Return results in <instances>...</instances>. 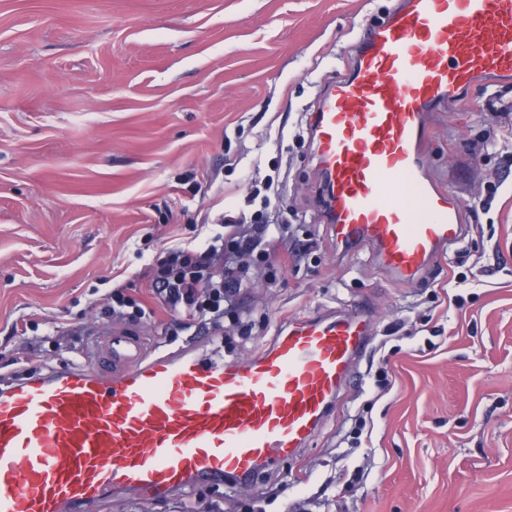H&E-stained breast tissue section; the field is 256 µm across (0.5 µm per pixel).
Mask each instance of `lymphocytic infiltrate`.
I'll return each instance as SVG.
<instances>
[{
  "label": "lymphocytic infiltrate",
  "instance_id": "lymphocytic-infiltrate-1",
  "mask_svg": "<svg viewBox=\"0 0 512 512\" xmlns=\"http://www.w3.org/2000/svg\"><path fill=\"white\" fill-rule=\"evenodd\" d=\"M270 199L251 220L224 216L225 229L195 248L175 246L151 268L150 286L161 304L175 316L180 330L224 332V319L233 316L239 335L252 333L251 324L237 314L244 269L242 260L250 256L259 263L279 260V248L293 237L287 220H270Z\"/></svg>",
  "mask_w": 512,
  "mask_h": 512
}]
</instances>
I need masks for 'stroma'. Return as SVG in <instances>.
I'll list each match as a JSON object with an SVG mask.
<instances>
[{"mask_svg": "<svg viewBox=\"0 0 512 512\" xmlns=\"http://www.w3.org/2000/svg\"><path fill=\"white\" fill-rule=\"evenodd\" d=\"M393 4L0 0V378L61 365L53 330L104 332L118 286L155 310L148 345L177 349L187 336L168 334L149 263L217 232L267 178L315 247L273 273L250 264L240 302L255 328L226 358L252 356L283 321L373 303L351 383L280 470L97 512H512V153L482 150L512 125V85L471 86L426 135L428 167L471 206L465 264L452 252L388 283L368 253L337 248L321 211L309 114ZM27 324L45 337L33 360L12 332Z\"/></svg>", "mask_w": 512, "mask_h": 512, "instance_id": "35a3bbf8", "label": "stroma"}]
</instances>
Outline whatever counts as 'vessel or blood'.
<instances>
[{
	"instance_id": "1",
	"label": "vessel or blood",
	"mask_w": 512,
	"mask_h": 512,
	"mask_svg": "<svg viewBox=\"0 0 512 512\" xmlns=\"http://www.w3.org/2000/svg\"><path fill=\"white\" fill-rule=\"evenodd\" d=\"M476 82L512 83V0H401L312 114L330 234L342 251L369 248L393 283L419 280L467 235L463 201L421 145L432 112ZM372 324L366 303L303 316L242 362L206 336L156 353L113 326L82 361L0 384V512L253 484L318 435Z\"/></svg>"
}]
</instances>
